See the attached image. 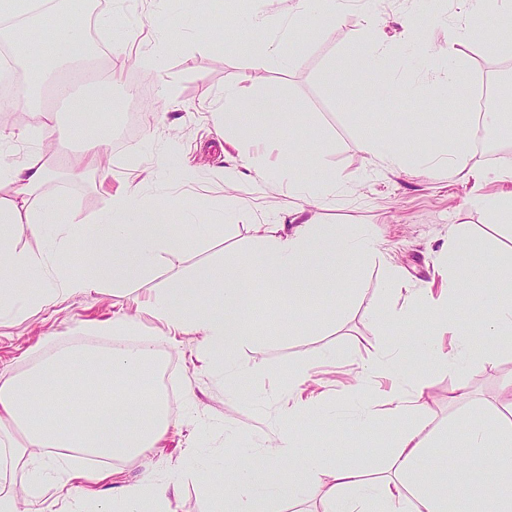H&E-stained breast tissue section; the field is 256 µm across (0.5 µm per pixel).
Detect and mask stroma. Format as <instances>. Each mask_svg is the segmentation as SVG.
I'll return each instance as SVG.
<instances>
[{
  "label": "stroma",
  "instance_id": "stroma-1",
  "mask_svg": "<svg viewBox=\"0 0 512 512\" xmlns=\"http://www.w3.org/2000/svg\"><path fill=\"white\" fill-rule=\"evenodd\" d=\"M94 23L99 53L92 68L84 70V84H91L99 71H112L117 81L112 93L121 101L135 96L157 97L161 86H169L172 98L165 111L148 112L135 137L128 143L111 144L106 164L96 177H75L68 169L69 156L79 142H54L51 164L60 172L45 187L66 222L93 221L105 208L106 189L117 188L132 175L145 174L154 153L169 137H177L182 158L195 178L177 174L166 188L145 179L147 197L167 195L172 204L165 218L174 229L193 224L186 248L163 257L155 272L133 285L130 294L113 296L105 289L69 296L62 304L32 310L18 321L0 320V373L22 375L40 365L47 356L74 342L112 340V316L125 311L134 320L128 336L164 349L174 367L178 398L170 409L172 425L155 447L135 458L111 460L88 467L86 478L73 481L65 492H50L43 512H67L77 503L85 512L100 495L115 486L134 485L146 477L165 481L177 478L179 489L171 501L173 512H206L210 501L224 486V460L238 440L248 447H267L280 429L278 409L288 399V380L295 370L309 369V385L320 409L306 424V451L332 443L338 455L374 453L386 439L391 424L384 420L380 401L392 388L389 380L364 378L357 391H348L350 370L366 369L382 349L383 331L369 312L387 307V273L379 262L351 264L344 272L355 299L337 316H330L326 300L314 298L293 309L288 299L278 297L264 284L258 259H244L253 236V225L280 224L296 201L287 185L272 177L247 174L236 189L224 185L225 166L242 163L253 150L250 142L228 143L224 131L211 116L210 105L225 86L239 84L270 97L297 100L307 112L302 122L286 124L282 136L298 140L301 154L294 175L301 180L323 178L333 171L344 186L336 194L308 204L307 216L316 224H344L373 234L382 253L393 258L413 288H441L448 271L439 250L453 226H468L474 238L461 252V265L473 268L472 278L459 291L458 320L480 310L479 297L492 288L490 247L512 243V228L491 223L473 206L474 173L490 175L487 190H497L493 175L512 160V138L496 155L475 151L468 166L472 175L448 178L415 176L408 172L364 170L363 143L366 133L399 141L410 157H418L443 146L438 127H451L448 100L441 92V77L448 66V33L453 20L465 12L456 0H343V20L333 27L323 22L302 21L290 28L289 18L297 0H223L222 18L213 29L222 31L223 45L197 49L194 40L203 32L201 16L206 7L199 0H87ZM268 17L265 28L254 29L255 10ZM379 14L383 24L370 32L367 14ZM114 16L113 26L101 19ZM165 15L178 23L179 48L168 54L160 67H147L126 48L127 38L149 47L151 20ZM420 22L418 35L405 31L402 21ZM384 39L394 49L389 60L399 74L386 89L367 87L355 69V56L371 37ZM288 41L292 62L288 70L253 68L249 54L241 48L244 38ZM470 80L458 83L456 94L466 97L474 82H506L512 90V55L493 54L482 43L465 47ZM335 65L340 84L354 87L353 98L331 94L319 81L326 65ZM247 213V220L229 217V210ZM224 227L223 235L210 231ZM207 263L237 267L249 287L254 288L258 307L268 317L259 321V336L246 348L240 362L247 370L235 392H228L223 377L213 373L198 350L196 336L171 344L163 325L148 311L146 303L154 288L166 279L186 276ZM313 324L312 333L289 335L297 320ZM405 364L410 376L425 377L428 406L440 431L437 453H445L464 437L465 421L495 410L507 413L512 399L503 392L512 379V350L500 352L484 366L467 369L445 365L407 351ZM465 396L456 403L448 397L457 389ZM376 404L380 419L366 431L348 432L338 427L359 401ZM204 449L214 462L209 485L187 469L189 449Z\"/></svg>",
  "mask_w": 512,
  "mask_h": 512
}]
</instances>
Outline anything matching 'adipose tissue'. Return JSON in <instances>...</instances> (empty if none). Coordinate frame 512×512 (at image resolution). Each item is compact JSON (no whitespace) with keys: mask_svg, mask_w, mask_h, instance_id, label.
Returning <instances> with one entry per match:
<instances>
[{"mask_svg":"<svg viewBox=\"0 0 512 512\" xmlns=\"http://www.w3.org/2000/svg\"><path fill=\"white\" fill-rule=\"evenodd\" d=\"M63 0H0V40L17 36L24 44L39 40L44 30L52 32V48L38 55L25 54L23 62L36 81L52 77L63 65L80 61L86 51L85 32L76 19L61 21ZM467 20L448 36L450 67L444 90L450 106L458 104L452 92L467 76L463 49L488 22L512 16V0H464ZM53 96L64 101L69 124H62L57 111L38 106L34 134L39 141L70 138L87 143L85 153L74 158L75 169L98 171L103 148L110 139L103 125L114 109L112 78H98L92 91L78 92L72 80L53 85ZM293 99L250 93L241 85L224 89L223 104L212 111L224 129L225 141L256 138L266 150L250 159L261 175L272 174L287 183L288 191L304 203L334 195L340 184L336 174L320 181H299L293 176L292 160L300 147L280 136L287 118L300 116ZM457 132L447 149L420 158H409L399 147L378 138L364 143L368 165L387 170L412 169L420 175L443 170L457 175L467 166L473 151L469 119L454 115ZM13 130L0 128V187L10 189L0 198V320L24 317L32 308L52 305L67 296L109 288L119 292L152 273L167 254L183 251L186 241L174 235L163 220L162 202L150 203L139 186L127 184L108 196L102 213L91 223L73 229L61 222L57 203L44 193L53 169L45 151L39 149L22 163L5 162ZM302 207L290 212L289 223L260 224L255 229L252 255L260 260L264 278L276 293L293 303L326 296L349 300L351 291L342 276L349 262L380 257L374 236L362 235L341 224H315ZM22 233L43 240L45 249L34 252L17 248ZM80 237L79 261L84 267L75 275L63 270L58 259L69 254L73 237ZM471 232L457 226L448 236L441 254L448 258V286L441 293L412 289L390 268L391 293L400 303L388 312L374 310V319L385 329L384 352L369 367L371 374L390 379L395 388L388 398L387 420L393 429L386 444L389 476L369 477L367 456H339L332 446L312 454L301 451L305 414L311 401L296 399L280 411L281 430L272 448L262 454L238 449L229 466L231 478L224 492L210 504V512H275L284 500L304 496L314 484H326L325 512H469L472 492H479L483 512H512V420L478 416L468 420L464 431L466 448L493 446L491 465L471 466L464 450H449L444 456L432 451L434 437L423 431L432 425L426 398L427 386L410 381L402 361L406 342L425 353L440 355V340L454 336L457 361L482 365L492 360L494 349H474L476 334L512 335V253H495L494 286L482 298L483 313L471 324L455 321L453 290L467 278L466 268L455 256L471 244ZM39 282L38 290L19 287L17 273ZM254 294L238 275L223 265L197 268L189 279H169L156 288L150 310L162 321L169 335L196 334L210 368L234 385L245 374L240 352L255 334ZM158 358L150 344L133 349L71 347L46 360L23 376H0V446L7 448L11 462L26 466L28 481L20 494H1L0 512H19L20 505L34 506L46 494L48 484L64 488L83 477L81 466L67 463L54 482L45 471L53 448H75L81 453L106 457H133L153 447L170 424L165 395L155 386ZM88 371L91 377L121 384L126 392L105 403L87 401L76 394L66 403L49 392L48 386L68 377L72 370ZM15 426L21 438L8 434ZM178 483L151 480L123 486L101 497L94 512H170V499Z\"/></svg>","mask_w":512,"mask_h":512,"instance_id":"adipose-tissue-1","label":"adipose tissue"}]
</instances>
